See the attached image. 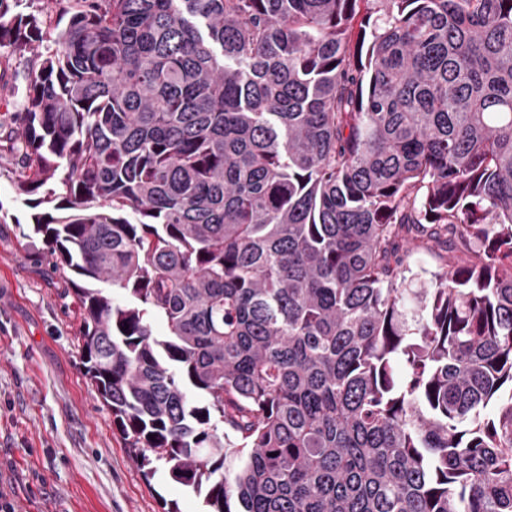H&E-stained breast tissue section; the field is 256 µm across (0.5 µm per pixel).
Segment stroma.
I'll return each instance as SVG.
<instances>
[{
  "label": "stroma",
  "instance_id": "obj_1",
  "mask_svg": "<svg viewBox=\"0 0 512 512\" xmlns=\"http://www.w3.org/2000/svg\"><path fill=\"white\" fill-rule=\"evenodd\" d=\"M26 73L0 51V494L15 512H204L165 464L144 474L87 384L77 298L16 192Z\"/></svg>",
  "mask_w": 512,
  "mask_h": 512
}]
</instances>
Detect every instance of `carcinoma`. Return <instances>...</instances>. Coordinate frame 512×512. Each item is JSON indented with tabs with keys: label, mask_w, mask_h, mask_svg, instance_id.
I'll list each match as a JSON object with an SVG mask.
<instances>
[{
	"label": "carcinoma",
	"mask_w": 512,
	"mask_h": 512,
	"mask_svg": "<svg viewBox=\"0 0 512 512\" xmlns=\"http://www.w3.org/2000/svg\"><path fill=\"white\" fill-rule=\"evenodd\" d=\"M19 3L17 191L140 467L209 512H512V0ZM448 253L442 247H436L432 253H419L414 256L411 263L412 273H418L421 280L430 278V272L438 269L444 264V260ZM425 270L427 273H424Z\"/></svg>",
	"instance_id": "cac0c4a2"
}]
</instances>
